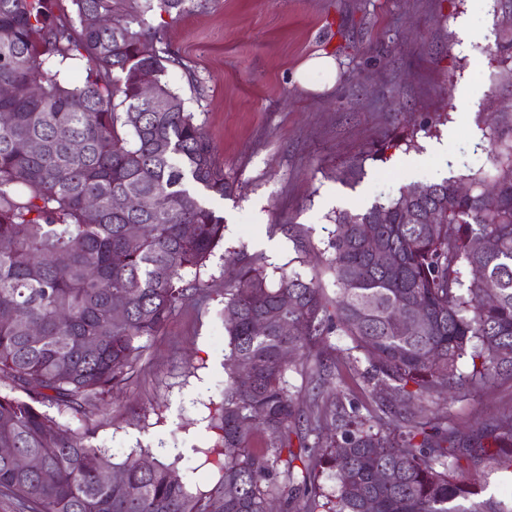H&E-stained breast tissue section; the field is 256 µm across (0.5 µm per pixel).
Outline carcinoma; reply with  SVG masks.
<instances>
[{
  "label": "carcinoma",
  "mask_w": 512,
  "mask_h": 512,
  "mask_svg": "<svg viewBox=\"0 0 512 512\" xmlns=\"http://www.w3.org/2000/svg\"><path fill=\"white\" fill-rule=\"evenodd\" d=\"M56 2L0 0V113L11 116L0 124V448L39 461L21 470L0 456V491L33 512H512L462 476L464 461L512 470V409L462 442L445 419L408 409L512 378V105L494 128L488 171L333 212L325 252L335 297L316 277L272 281L253 262L240 266L224 289L228 381L211 423L221 440L208 459L219 473L211 488L190 492L145 451L116 464L90 430L60 422L101 410L141 340L197 291L185 272L224 240V217L207 199L232 187L164 80L171 58L154 49L141 14L116 0H70L74 26L55 16ZM184 2L145 0L144 10L179 13ZM76 66L87 72L81 85L65 76ZM145 83L167 108L140 97ZM128 224L151 231L132 245ZM398 316L419 329L399 333ZM335 332L395 394L367 428L323 372L315 377L329 403L303 406L288 381L298 363L282 352L309 357ZM106 470L124 481L103 483ZM326 470L329 491L319 483Z\"/></svg>",
  "instance_id": "1"
}]
</instances>
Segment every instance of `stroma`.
<instances>
[{
	"mask_svg": "<svg viewBox=\"0 0 512 512\" xmlns=\"http://www.w3.org/2000/svg\"><path fill=\"white\" fill-rule=\"evenodd\" d=\"M502 19L499 0L473 13L471 0H186L180 14L150 12L145 31L171 56L165 79L195 114L233 191L209 204L224 218V241L198 272L202 294L176 308L144 340L110 412L71 418L113 462L147 448L175 466L190 489L216 479L206 455L211 417L224 391V286L239 264L269 278L299 271L321 278L330 214L357 212L402 188L489 169L493 113L512 85L499 57L484 53ZM335 58L336 86L313 93L294 82L316 53ZM382 159H373L376 149ZM361 172H346L359 155ZM311 243L297 252L286 223ZM321 358L344 402L376 415L390 389L367 380L365 358L347 359L350 341L330 336ZM425 407L447 417L459 438L512 408V379Z\"/></svg>",
	"mask_w": 512,
	"mask_h": 512,
	"instance_id": "obj_1",
	"label": "stroma"
}]
</instances>
